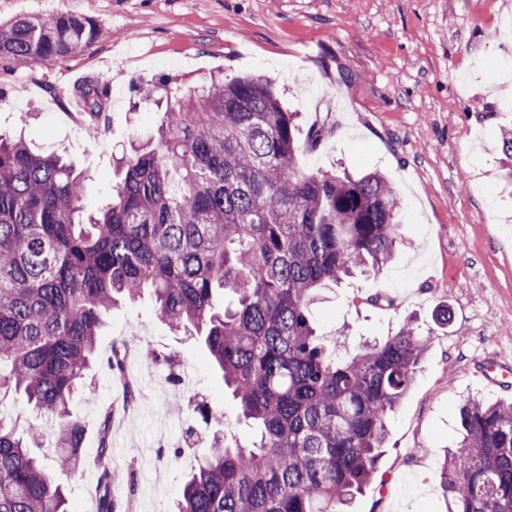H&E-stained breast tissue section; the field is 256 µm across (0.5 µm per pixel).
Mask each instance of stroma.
Wrapping results in <instances>:
<instances>
[{"mask_svg":"<svg viewBox=\"0 0 512 512\" xmlns=\"http://www.w3.org/2000/svg\"><path fill=\"white\" fill-rule=\"evenodd\" d=\"M59 11L93 19L98 36L30 68L0 61V131L25 114L32 149L64 153L88 174L87 209L109 198L122 148L158 125L135 88L164 76L184 90L218 72L270 79L301 128L321 132L303 166L377 170L392 183L403 245L382 270L323 289L313 316L351 349L409 319L429 337L349 512H445L440 467L459 407L512 401V160L500 143L512 126V0H0V26ZM77 74L112 94L75 120ZM442 304L445 328L435 322ZM132 333L178 363L132 357L139 394L126 406L108 360ZM97 356L72 405L86 465L55 474L73 512H98L107 408L120 409L106 462L121 490L116 512H171L215 430L189 403L223 411L228 438L250 440L209 354L157 317L151 294L112 309Z\"/></svg>","mask_w":512,"mask_h":512,"instance_id":"1","label":"stroma"}]
</instances>
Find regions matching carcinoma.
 <instances>
[{"mask_svg":"<svg viewBox=\"0 0 512 512\" xmlns=\"http://www.w3.org/2000/svg\"><path fill=\"white\" fill-rule=\"evenodd\" d=\"M97 25L57 12L0 27V60L34 65L93 42ZM156 132L121 159L112 201L85 212L88 175L0 134V403L22 397L56 422L53 467L75 472L84 426L74 393L106 316L153 293L157 316L198 337L255 429L221 432L174 512H346L376 473L388 421L429 338L411 321L339 353L315 327L317 292L377 270L402 241L397 194L379 172L298 166V114L271 84L219 73L172 92ZM447 452L448 512H512V403L472 400ZM111 412L99 457L111 455ZM0 415V512H72L51 468ZM98 512H115L112 472Z\"/></svg>","mask_w":512,"mask_h":512,"instance_id":"1","label":"carcinoma"}]
</instances>
